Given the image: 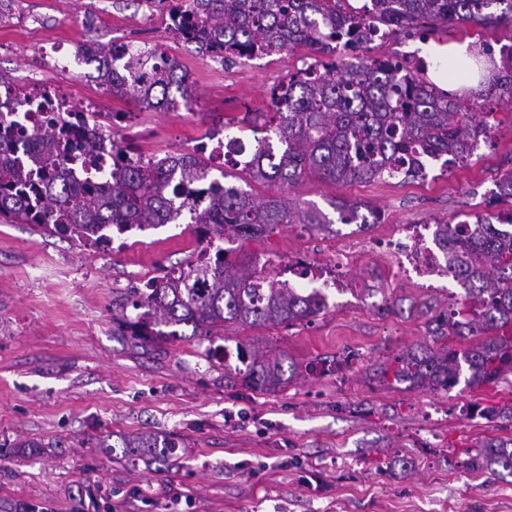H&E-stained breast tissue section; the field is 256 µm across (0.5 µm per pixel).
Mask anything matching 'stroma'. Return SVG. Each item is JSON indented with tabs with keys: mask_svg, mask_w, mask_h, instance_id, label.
Masks as SVG:
<instances>
[{
	"mask_svg": "<svg viewBox=\"0 0 512 512\" xmlns=\"http://www.w3.org/2000/svg\"><path fill=\"white\" fill-rule=\"evenodd\" d=\"M139 0H13L0 17V75L24 85L49 76L73 104L123 112L118 142L145 154L186 153L225 126L268 111L269 90L308 57L219 64L149 22ZM472 40L499 51L512 24L452 27L426 42ZM150 43L188 76L192 105L155 110L97 83L43 73L41 50ZM495 128L466 165L433 163L426 179L329 185L310 178L297 201L331 212L334 199L378 209L374 224H283L258 240H227L237 261L303 281L304 259L334 279L329 309L293 326L227 327L153 346L134 344L112 305L204 255L200 225L134 230L95 250L31 224L0 220V512H512V476L465 467L464 451L512 441V421L470 415L511 406L512 375L450 391L382 379L418 346L438 347L435 317L462 301L447 276L421 277L406 256L422 225L512 210L494 201L512 173V103L486 99ZM285 358L274 390L242 384L238 344ZM172 439L167 465L148 466L121 439ZM111 445H96L99 436Z\"/></svg>",
	"mask_w": 512,
	"mask_h": 512,
	"instance_id": "35a3bbf8",
	"label": "stroma"
}]
</instances>
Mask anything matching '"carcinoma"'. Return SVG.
Listing matches in <instances>:
<instances>
[{"label": "carcinoma", "mask_w": 512, "mask_h": 512, "mask_svg": "<svg viewBox=\"0 0 512 512\" xmlns=\"http://www.w3.org/2000/svg\"><path fill=\"white\" fill-rule=\"evenodd\" d=\"M168 30L221 62L289 55L300 46L311 53L308 69L297 70L269 91L272 116L253 133L251 154L232 161L249 181L276 184L280 193L258 196L217 178L201 158L204 147L165 157L159 165L139 164L132 142L112 155L113 171L105 187L83 186L63 177L72 158L65 126L34 128L26 135L28 164L8 157L14 139L0 130V219L33 224L46 233L65 235L88 247L112 242L108 231L141 230L172 224L186 211L191 223L205 227L206 261L192 262L177 277L158 286L133 290L112 320L119 332L144 345L179 336V327L209 337L227 324L282 325L310 322L327 309L318 289L296 288L286 280L261 276L246 263L228 259L219 241L254 239L281 224L320 228L331 224L321 209L303 208L288 191L307 177L326 183L352 180L427 177L430 160L442 167L468 161L480 142H488L490 113L475 101L449 93L398 57H363L358 51L377 39L458 25L484 26L512 21V0H185L168 7ZM120 49L83 45L82 58L93 65ZM132 59L112 74V95L150 104L142 89L159 98L188 94L187 78L173 70L156 49ZM487 96L512 101V68L487 77ZM334 208L342 224H367L361 214L378 211L362 202L340 199ZM436 241L445 254L442 272L466 292V302L448 311L437 326L440 338L476 336L464 351L448 344L419 346L396 358L394 380L449 391L469 372L473 387L512 374V210L495 219L477 217L455 225H436ZM136 314L131 316L127 308ZM243 383L268 391L283 383L282 360L249 352ZM125 448H160L146 463L168 460L169 442L152 435L123 441ZM465 466L492 475H512V448L487 443L465 449Z\"/></svg>", "instance_id": "carcinoma-1"}]
</instances>
